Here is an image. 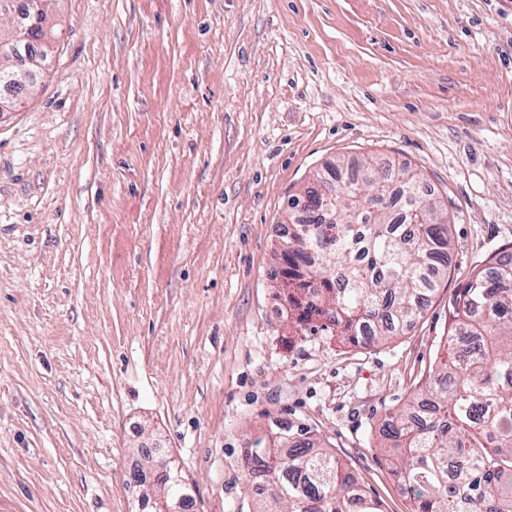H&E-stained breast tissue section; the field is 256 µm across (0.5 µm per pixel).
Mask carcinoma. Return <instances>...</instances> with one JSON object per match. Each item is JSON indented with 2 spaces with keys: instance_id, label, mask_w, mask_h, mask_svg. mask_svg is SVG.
Segmentation results:
<instances>
[{
  "instance_id": "cac0c4a2",
  "label": "carcinoma",
  "mask_w": 512,
  "mask_h": 512,
  "mask_svg": "<svg viewBox=\"0 0 512 512\" xmlns=\"http://www.w3.org/2000/svg\"><path fill=\"white\" fill-rule=\"evenodd\" d=\"M29 26V59L11 67L12 87L51 53L52 30ZM315 180L331 192L335 223L314 214L317 194L295 211L276 252L292 272L289 312L352 346L405 331L435 280L448 275L449 216L420 192L409 166L332 164ZM449 355L427 389L388 420L382 449L412 502L411 512H512V254L473 268L449 307ZM250 443L243 464L268 477L252 512H383L304 427L276 424L269 445Z\"/></svg>"
}]
</instances>
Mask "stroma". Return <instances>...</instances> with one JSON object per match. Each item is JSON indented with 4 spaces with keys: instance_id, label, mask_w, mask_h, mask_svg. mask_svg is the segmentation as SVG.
<instances>
[{
    "instance_id": "stroma-1",
    "label": "stroma",
    "mask_w": 512,
    "mask_h": 512,
    "mask_svg": "<svg viewBox=\"0 0 512 512\" xmlns=\"http://www.w3.org/2000/svg\"><path fill=\"white\" fill-rule=\"evenodd\" d=\"M61 34L0 115V512H152L162 448L192 512H249L243 444L304 426L383 512L381 450L448 306L512 252V0H53ZM418 167L448 276L370 346L289 323L288 199L324 164Z\"/></svg>"
}]
</instances>
